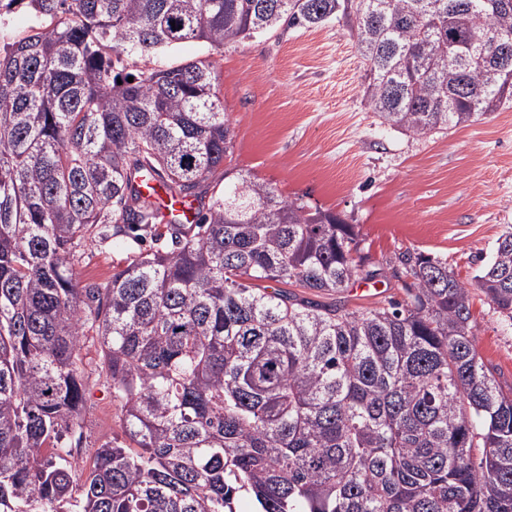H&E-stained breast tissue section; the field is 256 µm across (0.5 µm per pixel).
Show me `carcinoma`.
Instances as JSON below:
<instances>
[{
    "instance_id": "carcinoma-1",
    "label": "carcinoma",
    "mask_w": 512,
    "mask_h": 512,
    "mask_svg": "<svg viewBox=\"0 0 512 512\" xmlns=\"http://www.w3.org/2000/svg\"><path fill=\"white\" fill-rule=\"evenodd\" d=\"M1 3L0 512H512V387L478 353L469 289L406 251L401 301L286 290L344 292L365 261L356 226L224 169L210 57L136 62L334 21L379 124L446 134L512 105V48L502 63L484 40L512 33V0ZM13 3L34 19L24 37ZM137 174L206 212L172 223ZM133 232L172 247L77 276V251ZM475 281L512 320V227ZM87 336L123 440L84 475Z\"/></svg>"
}]
</instances>
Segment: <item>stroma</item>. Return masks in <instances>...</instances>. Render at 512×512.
Segmentation results:
<instances>
[{"label":"stroma","instance_id":"stroma-1","mask_svg":"<svg viewBox=\"0 0 512 512\" xmlns=\"http://www.w3.org/2000/svg\"><path fill=\"white\" fill-rule=\"evenodd\" d=\"M213 55L224 110L235 132L232 168L255 173L287 200L302 199L357 225L365 275L343 293L351 309L401 298L393 275L400 252L433 255L472 296L473 332L483 361L512 385V320L475 286L496 239L512 226V108L449 130L409 137L383 126L362 100L363 69L352 40L332 23L225 44L160 50L150 65ZM82 440L71 458L88 468L96 448L122 436L112 390L95 376Z\"/></svg>","mask_w":512,"mask_h":512}]
</instances>
